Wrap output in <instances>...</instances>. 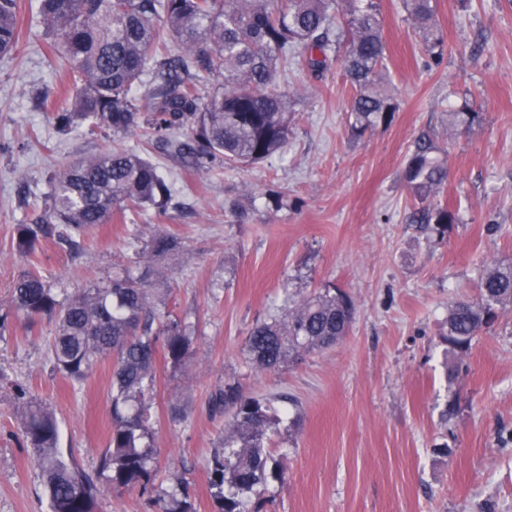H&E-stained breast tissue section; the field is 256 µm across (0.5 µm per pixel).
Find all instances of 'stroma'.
I'll return each mask as SVG.
<instances>
[{
  "label": "stroma",
  "instance_id": "obj_1",
  "mask_svg": "<svg viewBox=\"0 0 512 512\" xmlns=\"http://www.w3.org/2000/svg\"><path fill=\"white\" fill-rule=\"evenodd\" d=\"M375 3L382 88L398 106L391 123L351 136L353 90L341 64L318 78L292 63L285 150L246 167L195 170L151 148L141 130L106 137L81 121L58 132L50 110L69 78L47 50L36 0H20V44L0 53V512H48L14 384L56 413L62 451L86 472H97L112 429L111 362L80 383L53 371L54 324L12 308L15 281L35 267L71 294L149 260L145 244L162 229L181 247L149 261L167 290L166 312L191 326L193 343L184 365L158 368L156 488L185 489L194 512H218L208 460L225 418L211 400L232 378L299 418L280 439L285 482L255 492L275 512H512V307L473 340L452 382L443 341L448 304L476 295L481 264L512 263V0H436L445 55L432 68L403 0ZM465 97L483 114L467 129L448 119ZM424 133L448 167L439 198L459 214L441 235L412 224L403 178ZM106 146L143 149L174 185L169 202L113 214L78 250L44 237L20 257L14 227L41 223L52 174ZM329 286L355 302L348 334L278 371L252 368L250 329ZM97 512L161 506L108 484Z\"/></svg>",
  "mask_w": 512,
  "mask_h": 512
}]
</instances>
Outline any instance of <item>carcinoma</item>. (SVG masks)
Instances as JSON below:
<instances>
[{
	"instance_id": "1",
	"label": "carcinoma",
	"mask_w": 512,
	"mask_h": 512,
	"mask_svg": "<svg viewBox=\"0 0 512 512\" xmlns=\"http://www.w3.org/2000/svg\"><path fill=\"white\" fill-rule=\"evenodd\" d=\"M341 0H40L41 23L74 81L71 99L51 119L68 132L77 120L116 137L146 126L187 167L247 166L280 153L288 144L292 114L288 95L276 81L278 60L297 49L303 62L321 73L341 61L354 88L351 133L361 136L396 112L393 99L377 90L386 46L373 0L362 8H339ZM422 38L429 61L439 65L444 37L434 0H403ZM181 44L177 52L168 42ZM20 42L16 0H0V53ZM217 80L207 96L199 86ZM146 86L143 97L135 94ZM454 124L471 127L482 113L468 102L449 113ZM405 179L414 202L412 222L426 232L445 233L458 221L456 210L437 201L448 179L439 148L428 134L410 150ZM170 185L153 163L132 149L109 148L57 170L45 208L46 222L15 225L16 250L28 256L36 241L51 235L74 244L91 228L107 224L112 212L130 206L160 207ZM178 239L155 233L146 252L163 257ZM478 297L461 295L448 307L449 377L473 339L512 306V266H486ZM12 307L35 321L54 322L48 350L53 368L73 381L87 378L112 360V433L100 459L112 485L154 490L147 443L158 359L177 367L189 356L188 326L161 311L156 271L118 269L112 276L63 296L40 271H24L14 284ZM355 315L341 289L321 288L295 301L281 319L255 324L247 338L251 365L273 371L290 359L328 349L346 336ZM212 407L230 413L224 437L208 468L219 512H263L250 503L259 486L284 480L285 467L273 449L283 419L271 399L246 394L226 383ZM49 498L50 512H95L99 488L59 448V424L52 409L27 402L22 421ZM163 512H192L187 498L167 495Z\"/></svg>"
}]
</instances>
